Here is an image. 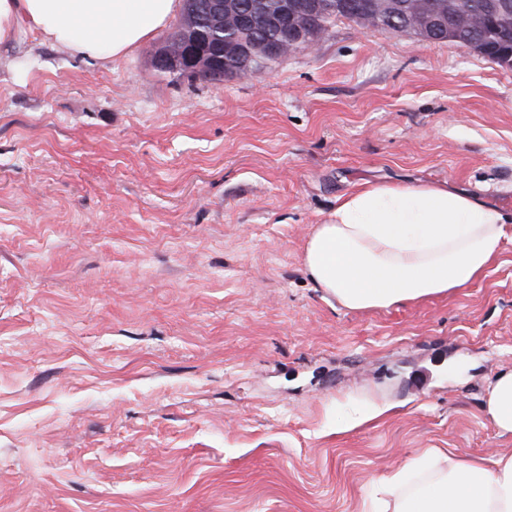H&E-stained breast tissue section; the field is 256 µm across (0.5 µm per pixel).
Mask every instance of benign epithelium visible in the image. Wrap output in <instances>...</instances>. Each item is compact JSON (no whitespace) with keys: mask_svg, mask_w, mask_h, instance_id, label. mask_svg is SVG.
I'll return each mask as SVG.
<instances>
[{"mask_svg":"<svg viewBox=\"0 0 512 512\" xmlns=\"http://www.w3.org/2000/svg\"><path fill=\"white\" fill-rule=\"evenodd\" d=\"M184 5L193 18L202 7L215 15L212 30L204 37L199 30L188 28L155 53L154 65L161 71L203 69L216 83L229 76L255 75L271 60L282 59L301 48H313L321 35L312 34L307 21L316 15L344 14L363 28L378 26L383 15V0H281L276 12L265 8V0H252L244 12L233 5L232 0H211L204 5L199 0H184ZM391 23L424 41H454L458 34L456 17L449 22L444 16L428 18L406 14L402 21L393 19ZM259 25H270L278 34L252 43L248 38L249 30ZM231 27L237 30L236 38L242 47L237 50L236 66L229 69L222 65V56L214 52V46H225L224 31Z\"/></svg>","mask_w":512,"mask_h":512,"instance_id":"obj_1","label":"benign epithelium"}]
</instances>
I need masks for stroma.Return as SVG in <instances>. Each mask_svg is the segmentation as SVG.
<instances>
[{"label": "stroma", "instance_id": "1", "mask_svg": "<svg viewBox=\"0 0 512 512\" xmlns=\"http://www.w3.org/2000/svg\"><path fill=\"white\" fill-rule=\"evenodd\" d=\"M0 46V512H360L428 448L512 453V223L451 295L352 311L306 241L355 187L512 216V68L342 20L252 77ZM390 412L346 426L354 407ZM482 412L501 435L512 434V370L500 372L489 384Z\"/></svg>", "mask_w": 512, "mask_h": 512}]
</instances>
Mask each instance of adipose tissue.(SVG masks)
<instances>
[{"label": "adipose tissue", "mask_w": 512, "mask_h": 512, "mask_svg": "<svg viewBox=\"0 0 512 512\" xmlns=\"http://www.w3.org/2000/svg\"><path fill=\"white\" fill-rule=\"evenodd\" d=\"M179 0H0V45L26 37L108 64L165 27ZM507 219L445 185L365 184L342 197L307 241L310 278L349 310L387 308L468 287L501 250ZM482 412L512 434V370ZM362 512H512V453L459 457L426 449L382 476Z\"/></svg>", "instance_id": "adipose-tissue-1"}]
</instances>
